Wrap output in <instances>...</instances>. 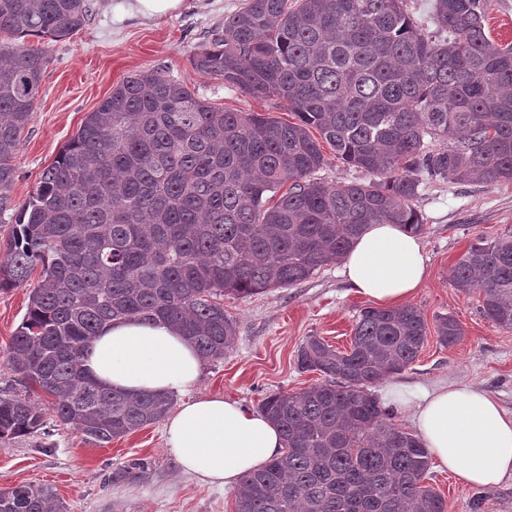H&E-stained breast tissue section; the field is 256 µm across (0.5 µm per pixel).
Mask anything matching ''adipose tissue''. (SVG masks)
<instances>
[{"label": "adipose tissue", "instance_id": "obj_1", "mask_svg": "<svg viewBox=\"0 0 512 512\" xmlns=\"http://www.w3.org/2000/svg\"><path fill=\"white\" fill-rule=\"evenodd\" d=\"M351 289L395 307L412 298L427 275L419 237L401 224H371L341 259ZM100 386L127 394H178L164 422L165 447L183 473L219 487L280 456L277 425L240 401L197 393L203 362L166 322L107 324L83 362ZM412 423L441 469L471 487L512 479V413L469 384L411 389Z\"/></svg>", "mask_w": 512, "mask_h": 512}]
</instances>
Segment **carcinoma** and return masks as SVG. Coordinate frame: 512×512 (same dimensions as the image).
<instances>
[{
    "mask_svg": "<svg viewBox=\"0 0 512 512\" xmlns=\"http://www.w3.org/2000/svg\"><path fill=\"white\" fill-rule=\"evenodd\" d=\"M492 6L434 0L429 36L407 0H247L192 65L296 121L231 112L158 71L136 73L88 113L21 206L13 159L48 54L0 45V223H11L0 290L25 285L43 264L8 347L27 390L0 396V447L43 425L37 390L96 446L167 415L173 397L108 391L84 373L89 340L107 323L164 320L202 358L222 360L236 336L224 295L304 281L368 224L422 233L415 201L425 177L512 182V43L486 30ZM88 13L87 0H0V31L55 40L81 30ZM324 142L371 179L315 178L328 164ZM450 282L480 293L484 316L512 330L511 238L476 237ZM436 331L445 347L462 337L451 315ZM426 340L412 305L362 309L344 352L307 337L297 366L323 380L261 401L286 448L242 477L237 512H448L425 484L428 449L368 390L411 366ZM151 470L131 460L112 483ZM55 498L20 484L0 491V512H47Z\"/></svg>",
    "mask_w": 512,
    "mask_h": 512,
    "instance_id": "1",
    "label": "carcinoma"
}]
</instances>
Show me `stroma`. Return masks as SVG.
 Returning a JSON list of instances; mask_svg holds the SVG:
<instances>
[{
    "instance_id": "stroma-1",
    "label": "stroma",
    "mask_w": 512,
    "mask_h": 512,
    "mask_svg": "<svg viewBox=\"0 0 512 512\" xmlns=\"http://www.w3.org/2000/svg\"><path fill=\"white\" fill-rule=\"evenodd\" d=\"M131 0H88L89 20L73 35L45 40L49 64L32 122L21 135L13 163L17 172L12 197L25 203L42 172L77 133L89 112L128 76L155 70L184 83L213 106L256 112L282 121L293 113L272 102L226 87L223 80L196 71L191 58L224 26L225 16L244 0H182L180 8L148 16L129 11ZM425 229L420 236L428 257V275L411 300L427 322L453 316L463 335L442 346L436 332L418 359L393 375L395 384L430 387L439 383L472 384L512 412V330L495 326L480 312L478 294H462L450 283L451 267L476 236H512V182L453 184L427 181L416 202ZM332 261L312 277L289 288L247 298H224V310L236 323L233 346L223 360L206 363L199 392L229 396L258 408L269 393L302 391L320 382L315 372L297 367L306 337L318 336L348 349L355 319L370 299L354 293ZM28 285L0 290V396L23 392L19 374L7 362L11 338L27 312ZM152 461L148 479L113 484L112 471L129 460ZM429 483L448 502L449 512H470L474 496L482 512H512V480L501 486L465 487L448 472L430 467ZM50 487L68 512H237L235 492L181 474L164 450L163 426L154 424L105 447L85 442L72 426L45 409L34 434L0 447V491L19 484Z\"/></svg>"
}]
</instances>
